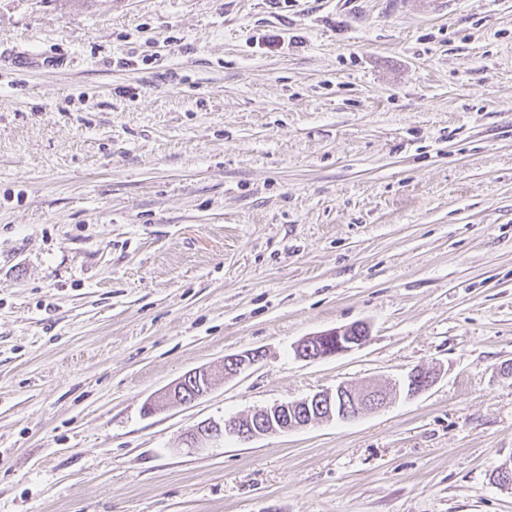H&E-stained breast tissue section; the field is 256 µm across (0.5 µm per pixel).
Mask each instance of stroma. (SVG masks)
<instances>
[{
  "mask_svg": "<svg viewBox=\"0 0 512 512\" xmlns=\"http://www.w3.org/2000/svg\"><path fill=\"white\" fill-rule=\"evenodd\" d=\"M511 361L512 0H0V512H512ZM369 329L356 323L304 338L295 348L297 357L303 360H319L351 351L365 344ZM258 351H245L224 358V378H231L248 370L258 362ZM215 378L214 376L206 369H195L192 371L187 372L185 375H183L180 379H178L175 383L171 384L170 386L166 387L162 392L159 393V395L154 399H150L147 402V410H154L157 403H165V404H187L191 403L192 401L201 398L202 396L206 395L215 384ZM197 383L198 388H200V394L195 395L194 398L189 401V398L186 397L185 399H182L184 396V390L187 388V386L190 385V383ZM436 377L434 373L421 369L412 370L406 377L405 388L408 397H416L434 385ZM390 392L374 383L361 388L340 385L333 390L317 392L298 402L274 403L250 415L224 422H201L189 430L185 443L189 448H203L206 442L224 433L237 436L242 441L288 431L305 426L315 420H350L381 408ZM292 414V417L290 415ZM300 413L301 417H295ZM305 419V422L302 420Z\"/></svg>",
  "mask_w": 512,
  "mask_h": 512,
  "instance_id": "obj_1",
  "label": "stroma"
}]
</instances>
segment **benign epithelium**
<instances>
[{
	"label": "benign epithelium",
	"mask_w": 512,
	"mask_h": 512,
	"mask_svg": "<svg viewBox=\"0 0 512 512\" xmlns=\"http://www.w3.org/2000/svg\"><path fill=\"white\" fill-rule=\"evenodd\" d=\"M369 329L362 323L340 327L304 338L295 348L297 357L303 360H319L348 352L365 344ZM260 359L259 352L245 351L224 358V377L231 378L248 370ZM433 373L416 369L405 381L407 396L416 397L434 385ZM198 385L200 395H206L215 384L214 376L206 369L187 372L175 383L166 387L155 399L147 402L146 410L152 411L158 403L187 404L184 390L190 384ZM387 389L368 383L360 388L340 385L334 390L317 392L298 402H283L258 409L238 419L220 425L216 422H201L189 430L185 443L189 448H202L212 438L222 434L237 436L242 441L288 431L315 420L354 419L381 408L387 401Z\"/></svg>",
	"instance_id": "obj_1"
}]
</instances>
